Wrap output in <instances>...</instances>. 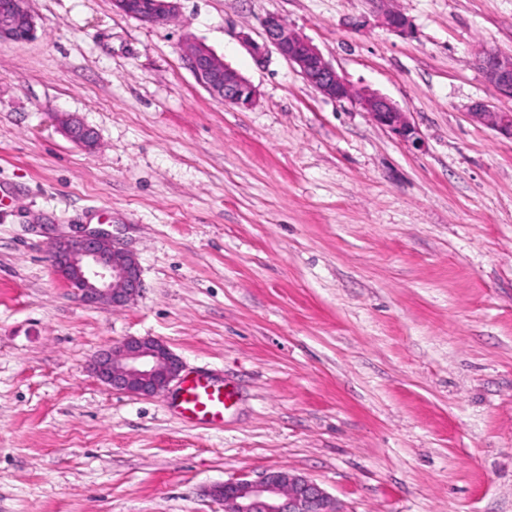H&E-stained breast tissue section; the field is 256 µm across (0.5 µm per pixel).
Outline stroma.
Returning a JSON list of instances; mask_svg holds the SVG:
<instances>
[{"label":"stroma","mask_w":512,"mask_h":512,"mask_svg":"<svg viewBox=\"0 0 512 512\" xmlns=\"http://www.w3.org/2000/svg\"><path fill=\"white\" fill-rule=\"evenodd\" d=\"M28 7L35 38L0 42V512H224L210 487L278 468L345 512H512V140L468 114L512 111L477 65L512 50V0H179L164 23ZM270 13L417 143L276 50L256 61ZM188 42L255 103L200 86ZM99 225L140 263L123 307L82 303L50 261ZM130 336L233 390L223 424L92 374ZM183 58L197 82L212 95L242 108L254 103V85L209 48L190 44L184 50ZM63 131L72 141L93 148L97 143L96 132L75 117H67L63 122Z\"/></svg>","instance_id":"stroma-1"}]
</instances>
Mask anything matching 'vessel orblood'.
I'll return each instance as SVG.
<instances>
[{
	"mask_svg": "<svg viewBox=\"0 0 512 512\" xmlns=\"http://www.w3.org/2000/svg\"><path fill=\"white\" fill-rule=\"evenodd\" d=\"M233 401V391L203 369L185 374L174 390L177 412L189 423L220 425Z\"/></svg>",
	"mask_w": 512,
	"mask_h": 512,
	"instance_id": "obj_1",
	"label": "vessel or blood"
}]
</instances>
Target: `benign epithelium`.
I'll return each instance as SVG.
<instances>
[{
    "label": "benign epithelium",
    "mask_w": 512,
    "mask_h": 512,
    "mask_svg": "<svg viewBox=\"0 0 512 512\" xmlns=\"http://www.w3.org/2000/svg\"><path fill=\"white\" fill-rule=\"evenodd\" d=\"M179 0H113L120 12L147 21L175 17ZM37 31V22L27 0H0V41L26 42ZM266 42L245 39L252 55L261 59L266 44L298 69L305 82L335 101H354L375 122L405 141H417L414 126L406 113L388 97L374 91L357 90L325 59L308 38L289 28L279 16L264 20ZM184 62L197 82L226 103L247 108L256 98L254 85L209 48L190 44ZM479 67L493 91L512 98V53L484 49ZM470 117L512 140V112H494L477 101ZM63 131L72 141L93 148L96 132L75 117L63 122ZM56 274L87 305L108 303L123 307L141 288L137 258L112 243L104 228H86L77 235L62 236L50 245ZM94 374L105 384L127 394L150 396L169 389L179 379L181 362L161 341L150 337H128L115 348L98 353L92 362ZM210 494L224 504V512H345L319 484L284 469H269L254 479L232 478L210 488Z\"/></svg>",
    "instance_id": "1"
}]
</instances>
